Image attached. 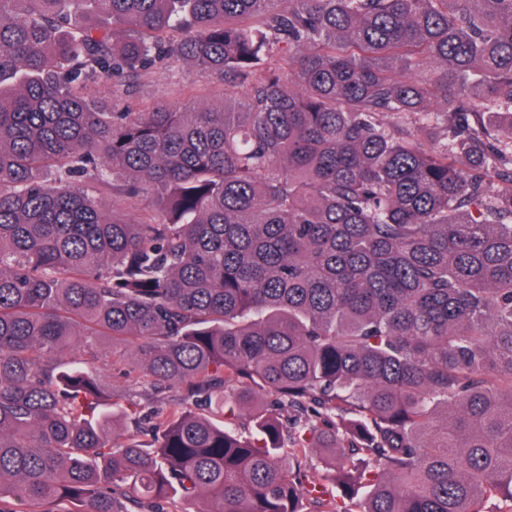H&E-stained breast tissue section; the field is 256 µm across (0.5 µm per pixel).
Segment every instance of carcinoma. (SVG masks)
Masks as SVG:
<instances>
[{"mask_svg":"<svg viewBox=\"0 0 512 512\" xmlns=\"http://www.w3.org/2000/svg\"><path fill=\"white\" fill-rule=\"evenodd\" d=\"M186 62L241 109L91 90ZM106 339L180 391L147 442H113L136 412ZM492 498L512 512V0H0V512Z\"/></svg>","mask_w":512,"mask_h":512,"instance_id":"cac0c4a2","label":"carcinoma"}]
</instances>
